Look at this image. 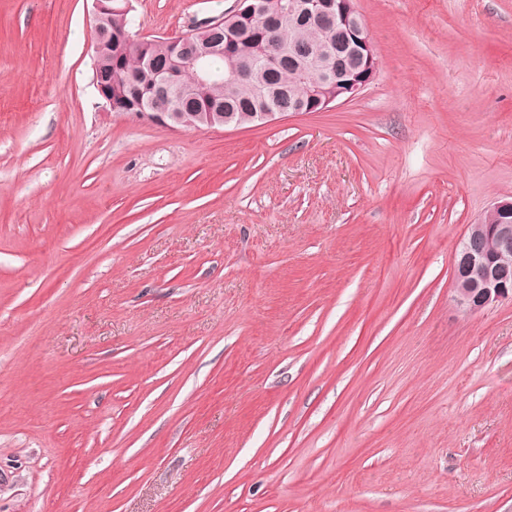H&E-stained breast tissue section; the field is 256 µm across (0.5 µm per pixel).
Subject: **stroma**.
<instances>
[{
	"mask_svg": "<svg viewBox=\"0 0 512 512\" xmlns=\"http://www.w3.org/2000/svg\"><path fill=\"white\" fill-rule=\"evenodd\" d=\"M175 38L235 0H131ZM355 97L110 112L92 0H0V512H512V0H357ZM496 201L488 213L493 220L469 224L454 264L457 304L477 313L512 298V196Z\"/></svg>",
	"mask_w": 512,
	"mask_h": 512,
	"instance_id": "obj_1",
	"label": "stroma"
}]
</instances>
